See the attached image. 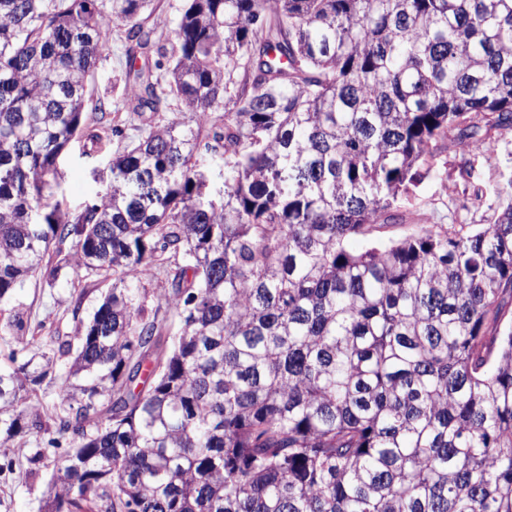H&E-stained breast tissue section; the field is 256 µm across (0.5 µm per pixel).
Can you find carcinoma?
Instances as JSON below:
<instances>
[{"mask_svg":"<svg viewBox=\"0 0 512 512\" xmlns=\"http://www.w3.org/2000/svg\"><path fill=\"white\" fill-rule=\"evenodd\" d=\"M151 2L0 0V303L112 278L78 345L0 361V446L69 448L43 512H512V201L346 248L444 143L512 133V0H186L168 47ZM114 20L139 124L90 133L122 147L69 213ZM117 142L106 143L98 155L86 157L83 155V140L73 141L59 160L60 186L57 198L62 202L64 210L74 213L82 209L93 199L97 192L103 189L100 180L94 177L92 169L106 168V164L117 150Z\"/></svg>","mask_w":512,"mask_h":512,"instance_id":"obj_1","label":"carcinoma"}]
</instances>
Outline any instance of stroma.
I'll return each instance as SVG.
<instances>
[{
  "label": "stroma",
  "instance_id": "1",
  "mask_svg": "<svg viewBox=\"0 0 512 512\" xmlns=\"http://www.w3.org/2000/svg\"><path fill=\"white\" fill-rule=\"evenodd\" d=\"M127 43L113 36L105 56L98 62L95 85L111 109H123L125 95L114 86L125 66ZM116 143H108L93 157L85 156L83 144L73 141L59 160L58 198L64 210L76 212L102 190L93 168H105ZM512 201V134H493L478 146L446 144L429 169L409 184L394 207L407 217L377 233L380 242L416 235L442 224L450 228L475 230L491 223L500 208ZM84 296L73 293L67 281L56 286L28 283L15 297L31 328L42 336L74 335L79 321L89 318L107 286L99 277L82 282ZM68 451L67 445L51 446L18 440L0 447V512H41L42 499L53 472ZM39 464H31L32 456Z\"/></svg>",
  "mask_w": 512,
  "mask_h": 512
}]
</instances>
